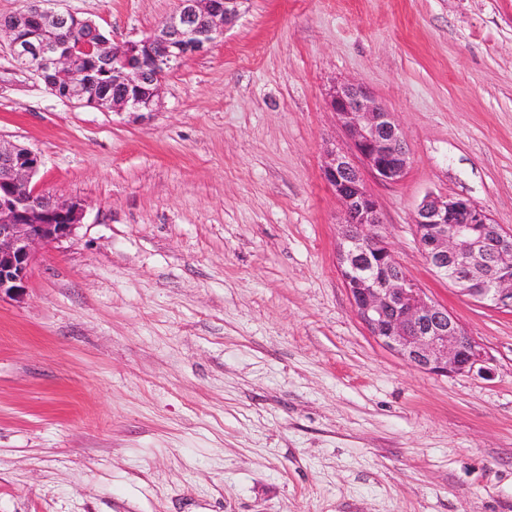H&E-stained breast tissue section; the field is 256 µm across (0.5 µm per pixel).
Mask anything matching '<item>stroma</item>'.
<instances>
[{
	"label": "stroma",
	"mask_w": 512,
	"mask_h": 512,
	"mask_svg": "<svg viewBox=\"0 0 512 512\" xmlns=\"http://www.w3.org/2000/svg\"><path fill=\"white\" fill-rule=\"evenodd\" d=\"M137 41L177 0H47ZM363 83L403 179H367L408 276L486 350L436 376L369 334L323 178ZM135 121L51 95L0 42V138L74 236L0 302V512H512V314L418 248L429 193L512 231V0H241Z\"/></svg>",
	"instance_id": "35a3bbf8"
}]
</instances>
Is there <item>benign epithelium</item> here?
<instances>
[{"label":"benign epithelium","instance_id":"1","mask_svg":"<svg viewBox=\"0 0 512 512\" xmlns=\"http://www.w3.org/2000/svg\"><path fill=\"white\" fill-rule=\"evenodd\" d=\"M42 2L30 0L12 23L0 25L14 63L61 100L134 119L158 111L166 76L206 53L238 15V0H178L147 37L120 45L122 87L115 94L102 79L113 69L112 49L97 38L98 26L74 12L47 10ZM93 81L102 90L91 99L85 86ZM327 105L362 162L359 167L335 150L323 169L344 211L337 259L357 315L377 341L412 367L436 375L483 370L485 349L405 273L380 231L381 211L365 174L393 184L407 171L393 113L359 83L333 87ZM41 165L37 152L0 139V300H22L40 250L71 238L84 218L82 201L46 193L33 182ZM414 226L436 277L478 303L512 312L511 231L467 198L434 193L418 205Z\"/></svg>","mask_w":512,"mask_h":512}]
</instances>
